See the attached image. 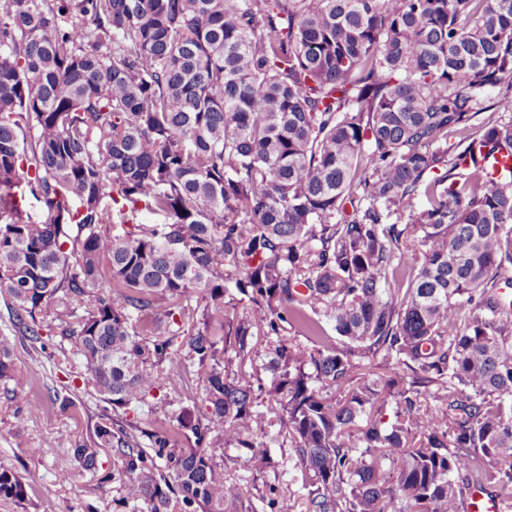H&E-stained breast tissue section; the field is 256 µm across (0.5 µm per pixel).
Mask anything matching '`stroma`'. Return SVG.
Instances as JSON below:
<instances>
[{
    "label": "stroma",
    "mask_w": 512,
    "mask_h": 512,
    "mask_svg": "<svg viewBox=\"0 0 512 512\" xmlns=\"http://www.w3.org/2000/svg\"><path fill=\"white\" fill-rule=\"evenodd\" d=\"M12 354L17 375L42 410L28 416L0 392V463L14 467L28 491L27 502L21 504L0 499V512H87L91 506L97 512H120L116 485L99 488L95 477L77 471L68 482L57 479L62 470L70 469L66 450L71 441L87 437L96 420L95 405L74 414L50 400V388L76 378L79 367H55L19 340L14 341ZM272 406L267 397H260L257 422L266 434L270 466L255 467L235 448L224 451V472L230 485L249 497L258 512H279L283 498L299 504L304 495L301 473L294 467L295 450L280 436Z\"/></svg>",
    "instance_id": "stroma-1"
}]
</instances>
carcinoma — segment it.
<instances>
[{"instance_id": "cac0c4a2", "label": "carcinoma", "mask_w": 512, "mask_h": 512, "mask_svg": "<svg viewBox=\"0 0 512 512\" xmlns=\"http://www.w3.org/2000/svg\"><path fill=\"white\" fill-rule=\"evenodd\" d=\"M492 92L512 112V0H4L0 292L102 404L76 468L128 512H250L224 449L264 465L266 395L306 512L512 500V173L484 164L512 158V117L474 124ZM25 173L40 224L15 200ZM108 189L163 222L107 234ZM378 357L406 373L358 374ZM433 385L447 406L423 414ZM0 386L39 413L6 338ZM26 496L0 464V498Z\"/></svg>"}]
</instances>
